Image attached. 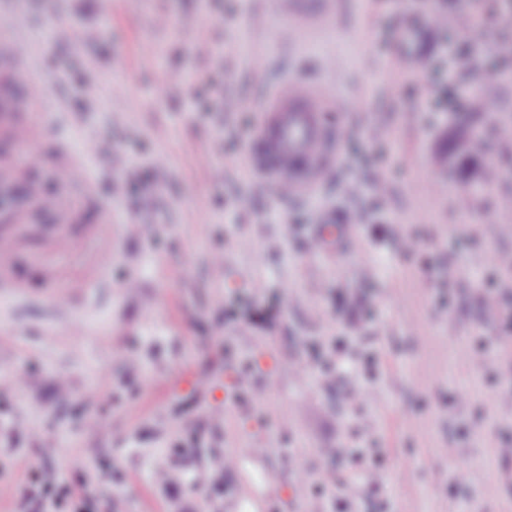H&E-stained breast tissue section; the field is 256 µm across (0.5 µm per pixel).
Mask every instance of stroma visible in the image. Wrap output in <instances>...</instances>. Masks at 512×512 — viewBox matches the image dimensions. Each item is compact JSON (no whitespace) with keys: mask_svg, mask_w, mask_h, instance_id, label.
Masks as SVG:
<instances>
[{"mask_svg":"<svg viewBox=\"0 0 512 512\" xmlns=\"http://www.w3.org/2000/svg\"><path fill=\"white\" fill-rule=\"evenodd\" d=\"M461 2L411 0L405 30L391 0H337L299 32L276 0H140L130 11L0 0L48 92L44 106L25 103L0 64V94L41 124L47 151L23 164L27 192L12 197L26 217L10 267L18 289L0 293V413L15 422L0 436V512H14L34 462L84 496L83 512H512V460L499 455L512 447V350L480 313L486 283L512 280L490 261L512 252V156L456 157L455 113L426 111L447 43L429 16ZM407 57L426 68L400 90L390 63ZM162 70L185 80L162 87ZM292 78L326 93L322 126L352 137L322 182L284 197L250 158L264 104ZM478 80L494 109L471 121L512 137V73L491 57ZM228 100L242 111H225ZM374 127L395 142L367 141ZM90 137L111 139L127 169L88 152ZM54 151L83 166L84 184L57 180ZM158 154L164 178L124 192ZM374 155L390 209L371 205ZM35 194L65 198V212L35 206ZM107 207L117 238L97 274L93 231ZM355 208L363 223L346 225ZM322 220L342 229L339 245H317ZM401 230L421 239L418 255L402 254ZM59 231L69 251L47 249ZM258 278L271 316L242 332ZM51 279L72 301L45 298ZM353 296L366 308L356 319ZM324 357L364 408L321 383ZM244 362L251 389L238 403L226 373ZM189 373L219 391L172 392ZM40 436L54 444L41 461ZM336 447L345 456H329ZM230 451L238 462L216 468ZM161 470L181 488L157 482ZM326 470L350 492L316 500L311 482ZM203 471L207 491L192 484Z\"/></svg>","mask_w":512,"mask_h":512,"instance_id":"35a3bbf8","label":"stroma"}]
</instances>
